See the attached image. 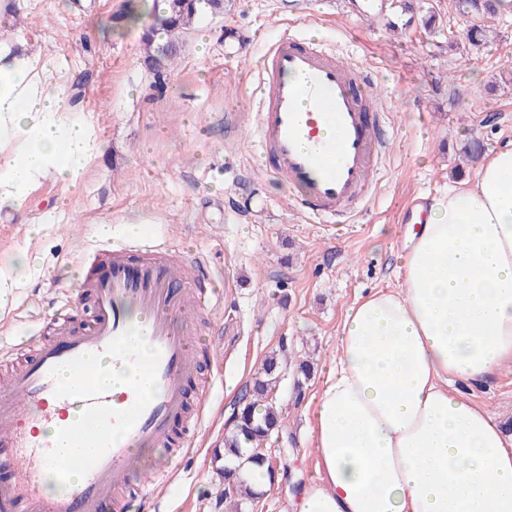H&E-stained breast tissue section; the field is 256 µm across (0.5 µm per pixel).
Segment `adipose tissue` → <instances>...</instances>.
Wrapping results in <instances>:
<instances>
[{
    "label": "adipose tissue",
    "instance_id": "obj_1",
    "mask_svg": "<svg viewBox=\"0 0 512 512\" xmlns=\"http://www.w3.org/2000/svg\"><path fill=\"white\" fill-rule=\"evenodd\" d=\"M55 71L0 48V210L48 177L77 190L102 149ZM336 344L295 512H512V442L461 389L512 366V149L429 200L399 286L356 301Z\"/></svg>",
    "mask_w": 512,
    "mask_h": 512
}]
</instances>
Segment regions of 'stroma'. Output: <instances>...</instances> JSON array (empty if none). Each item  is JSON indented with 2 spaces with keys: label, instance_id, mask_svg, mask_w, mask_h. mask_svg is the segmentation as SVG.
Masks as SVG:
<instances>
[{
  "label": "stroma",
  "instance_id": "stroma-1",
  "mask_svg": "<svg viewBox=\"0 0 512 512\" xmlns=\"http://www.w3.org/2000/svg\"><path fill=\"white\" fill-rule=\"evenodd\" d=\"M128 1L11 0L12 10L0 9V38L12 51L55 59L103 144L79 192L48 178L24 217L0 212V265L29 258L0 309V345L46 336L58 301L90 274L87 254L129 237L130 226H154L186 257L205 258L224 304L198 321L197 340L209 349L200 370L213 379L203 438L178 463L167 449L146 448L132 465L173 467L157 512H222L212 450L264 357L282 348L314 370L302 393L289 382L279 392L283 428L265 447L283 479L246 512H293L295 487L318 479L306 433L345 314L369 291L400 282L403 205L473 177L467 142L478 140L486 155L512 147V12L489 19L488 43L476 48L466 37L475 20L455 0H417L411 13L394 0L365 20L345 0H226L223 14L201 17L159 79L141 48L152 0H136L139 22L113 23ZM230 24L246 51L230 54ZM288 32L362 60L392 114L387 172L350 224L309 222L293 189L262 170L248 103L263 46ZM467 392L512 435L511 369Z\"/></svg>",
  "mask_w": 512,
  "mask_h": 512
}]
</instances>
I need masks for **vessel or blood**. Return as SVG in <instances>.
I'll use <instances>...</instances> for the list:
<instances>
[{"label": "vessel or blood", "instance_id": "b4317fda", "mask_svg": "<svg viewBox=\"0 0 512 512\" xmlns=\"http://www.w3.org/2000/svg\"><path fill=\"white\" fill-rule=\"evenodd\" d=\"M374 83L369 67L297 33L261 54L254 136L268 174L295 187L310 221L350 223L377 192L393 129L385 112L369 109ZM96 263L78 288L89 321L74 324L73 306L63 304L52 338L0 387V512H123L129 485L154 504L155 485L129 467L134 449L197 444L204 419L190 417L188 399L207 403L209 391L199 386L188 314L220 307L222 294L182 290L187 269L147 235L106 242ZM133 337L147 359L130 348ZM140 368L150 390L122 380ZM66 445L84 456L63 457ZM48 470L60 485L51 496Z\"/></svg>", "mask_w": 512, "mask_h": 512}]
</instances>
